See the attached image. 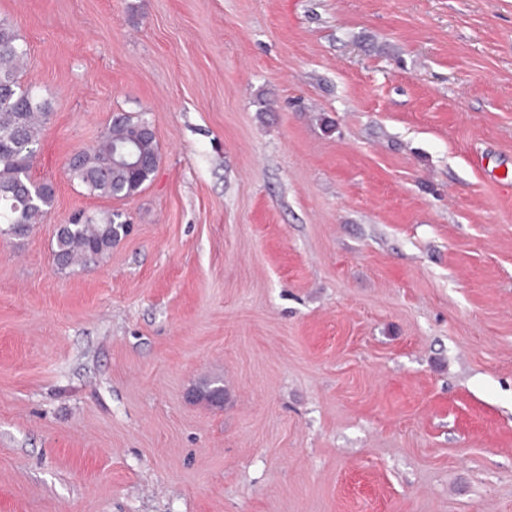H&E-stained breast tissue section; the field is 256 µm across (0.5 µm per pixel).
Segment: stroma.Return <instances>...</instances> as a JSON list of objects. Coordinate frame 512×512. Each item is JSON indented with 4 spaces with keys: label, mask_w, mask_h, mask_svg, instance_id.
<instances>
[{
    "label": "stroma",
    "mask_w": 512,
    "mask_h": 512,
    "mask_svg": "<svg viewBox=\"0 0 512 512\" xmlns=\"http://www.w3.org/2000/svg\"><path fill=\"white\" fill-rule=\"evenodd\" d=\"M0 18L55 191L0 238V512H512V0ZM116 112L160 151L126 199L64 169ZM106 210L132 232L57 273ZM115 218L112 211H104L59 224L53 250L57 270L70 274L103 259L127 233V224Z\"/></svg>",
    "instance_id": "obj_1"
}]
</instances>
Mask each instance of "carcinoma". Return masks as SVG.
<instances>
[{
  "mask_svg": "<svg viewBox=\"0 0 512 512\" xmlns=\"http://www.w3.org/2000/svg\"><path fill=\"white\" fill-rule=\"evenodd\" d=\"M27 50L14 28L0 20V236L26 237L53 206L54 190L31 179L30 170L50 104L21 84L20 64ZM139 115L124 113L111 121L96 145L67 161L66 171L89 193L107 198L137 195L156 172L160 154L155 135ZM127 233V225L104 211L58 226L53 256L57 270L72 273L103 259ZM196 397L206 402L224 398L221 381H205Z\"/></svg>",
  "mask_w": 512,
  "mask_h": 512,
  "instance_id": "1",
  "label": "carcinoma"
}]
</instances>
